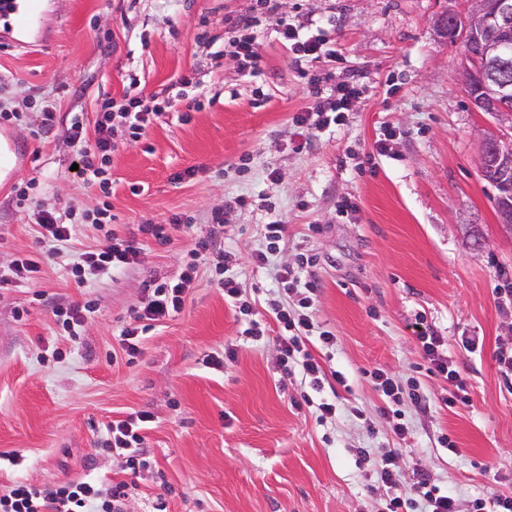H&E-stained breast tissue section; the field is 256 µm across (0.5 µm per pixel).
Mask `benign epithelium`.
I'll return each instance as SVG.
<instances>
[{"label":"benign epithelium","instance_id":"benign-epithelium-1","mask_svg":"<svg viewBox=\"0 0 512 512\" xmlns=\"http://www.w3.org/2000/svg\"><path fill=\"white\" fill-rule=\"evenodd\" d=\"M463 19L464 36L474 38L484 32L492 36L480 43L478 53L465 58L461 80L470 99L486 105L497 126L482 134L477 154L481 174L497 173L502 189L512 195V112L496 110L494 105L502 98L512 97V83L500 72L512 54V0H465L463 13L452 9L438 14L434 28L446 33V20Z\"/></svg>","mask_w":512,"mask_h":512}]
</instances>
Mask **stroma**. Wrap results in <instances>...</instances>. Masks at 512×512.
<instances>
[{
  "label": "stroma",
  "mask_w": 512,
  "mask_h": 512,
  "mask_svg": "<svg viewBox=\"0 0 512 512\" xmlns=\"http://www.w3.org/2000/svg\"><path fill=\"white\" fill-rule=\"evenodd\" d=\"M462 0H278L275 14L256 0H35L37 33L14 43L0 24V106L24 121L0 133L25 146L24 160L0 186V276L37 250L35 211L74 204L93 212L110 202L128 230L163 224L173 214L190 228L159 245L144 242L140 262L76 284L65 260L50 256L37 281L0 289V490L12 481L65 483L88 477L135 487L127 512H375L366 495L371 468L359 448H394L403 470L427 469L460 512L477 497L512 491V388L496 350L512 341V236L497 221V192L475 162L489 116L477 111L461 81L462 44L437 35V13ZM254 16L262 55L257 77H242L224 49L225 17ZM302 33L323 31L335 57L298 58L277 33L278 19ZM358 76L360 96L347 123L312 136L297 150L294 113L321 100L312 81ZM188 78L176 87L179 78ZM144 93H181L171 112L152 119L145 140L113 139L112 193L87 188L73 171L67 137L72 117L94 129L100 103L121 101L130 83ZM52 104L58 123L35 137ZM276 169L268 179V169ZM27 189L31 209L16 205ZM245 208L232 209L234 198ZM230 269L253 316L277 287L272 266L303 268L313 283L318 323L336 336L329 364L347 385L324 390L341 411L317 422L296 407L299 374L284 373L275 335H246L248 316L200 265L175 316L147 331L134 358L116 355L119 333L152 279L178 277L195 243L210 236L213 212ZM284 226L271 267L254 264L263 226ZM477 225L485 249L467 247L462 225ZM93 298L96 312L78 340L63 336L57 300ZM447 337L467 376L471 403L449 409L453 381L421 371L416 324ZM234 348L221 369L206 356ZM414 377L429 411L406 408L410 439L399 440L380 409L367 371ZM357 404L375 427L343 413ZM154 416L147 430L152 468L127 470L118 455L96 451L104 424L131 413ZM448 437L457 454L440 442Z\"/></svg>",
  "instance_id": "stroma-1"
}]
</instances>
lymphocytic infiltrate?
Returning <instances> with one entry per match:
<instances>
[{
    "mask_svg": "<svg viewBox=\"0 0 512 512\" xmlns=\"http://www.w3.org/2000/svg\"><path fill=\"white\" fill-rule=\"evenodd\" d=\"M226 25L228 45L242 74L255 76L260 70L262 56L258 42L248 32L249 21L230 18ZM328 90V96L324 97L316 111L302 110L294 114L292 123L300 139H307L315 131H327L343 125L360 94L353 80L332 82ZM168 106L167 100L141 92L125 95L119 104L110 99L103 100L96 123L97 136L92 140L88 139L83 122L73 121L69 128V141L75 150L78 174L84 185L109 194L111 182L107 177V168L116 148L112 139L115 127H123L131 141H138L145 136L152 117L160 116ZM76 215L77 207L73 204L60 211H38L35 223L39 228L40 243L50 245L70 241L78 230ZM111 221L108 210H100L95 222L106 228L103 245L69 256L67 270L77 283L83 284L89 277L107 276L112 271L137 265L142 252L140 236L151 237L164 245L170 243L172 231L190 224L188 217L177 214L171 217L169 223L142 224L137 232L122 235L111 229ZM227 259L226 251L214 250L209 242L202 241L192 250L190 262L178 277L154 279L146 283L143 308L135 312L120 331V345L126 355L138 353L141 338L150 324L180 311L199 265L213 262L222 268ZM274 277L283 295L295 297L290 305L276 300L269 303L279 329L280 366L286 372L301 375L304 383L310 387L309 393L302 396L303 403L312 409L319 422H326L335 418L337 405L322 398L321 393L326 383L333 381L342 386L346 378L341 372L324 367L308 346L314 343L319 349H332L336 336L316 321L311 297L299 295L298 290L303 286L299 272L284 268L276 270ZM417 339L430 373L453 379L456 383L457 389L445 398V405L451 408L469 406L467 382L451 360L445 338L422 328L418 331ZM369 382L385 402L382 413L391 416L393 433L401 439L410 437L411 430L404 421L405 413L400 403L406 397L411 405L425 408L423 395L417 390L403 392L396 378L379 369L370 371ZM152 421L153 416L147 411L112 420L105 426L97 446L125 457L132 471L149 468L150 458L144 443L145 432ZM356 456L358 464L374 465L378 484L387 489V495L381 500L377 512H458L457 499L435 484L427 470L416 469L408 475L399 469L396 449L386 448L376 455L371 449L360 448ZM131 490V484L124 481L106 486L92 479L43 485L18 481L0 492V512H125Z\"/></svg>",
    "mask_w": 512,
    "mask_h": 512,
    "instance_id": "lymphocytic-infiltrate-1",
    "label": "lymphocytic infiltrate"
}]
</instances>
